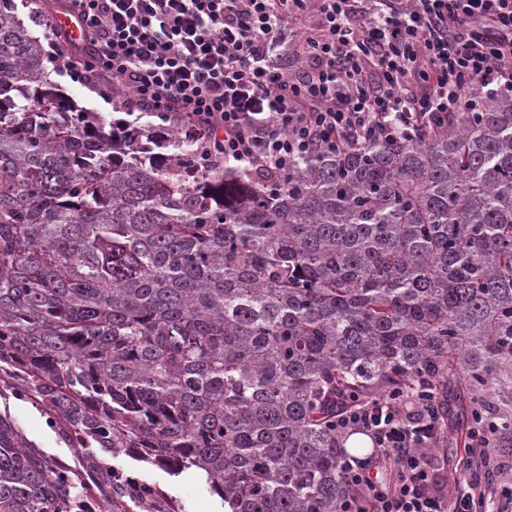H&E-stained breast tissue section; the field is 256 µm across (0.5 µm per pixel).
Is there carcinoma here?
I'll use <instances>...</instances> for the list:
<instances>
[{"label":"carcinoma","mask_w":512,"mask_h":512,"mask_svg":"<svg viewBox=\"0 0 512 512\" xmlns=\"http://www.w3.org/2000/svg\"><path fill=\"white\" fill-rule=\"evenodd\" d=\"M0 0V512H184L122 456L231 512H342L336 416L428 391L451 458L512 455V97L419 141L247 174L175 126L105 124ZM9 405L11 415L20 424L29 439L62 460L71 459L73 450L57 443L54 432L46 424V418L31 403L10 398ZM115 463L123 466L134 476L157 483L182 503L185 512H211L216 510L215 507L221 503L215 494L194 477L192 471L175 478L158 467L138 462L129 457L119 458Z\"/></svg>","instance_id":"carcinoma-1"}]
</instances>
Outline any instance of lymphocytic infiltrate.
Instances as JSON below:
<instances>
[{
  "label": "lymphocytic infiltrate",
  "instance_id": "1",
  "mask_svg": "<svg viewBox=\"0 0 512 512\" xmlns=\"http://www.w3.org/2000/svg\"><path fill=\"white\" fill-rule=\"evenodd\" d=\"M50 38L61 70L127 112H161L221 160L281 174L295 157L430 135L458 112L512 96V0H58ZM79 19L71 36L59 14ZM295 63L275 62L288 33ZM380 398L347 427L373 453L341 456L356 491L343 512H501L512 464L477 433L475 470L448 480L430 444L436 419Z\"/></svg>",
  "mask_w": 512,
  "mask_h": 512
}]
</instances>
